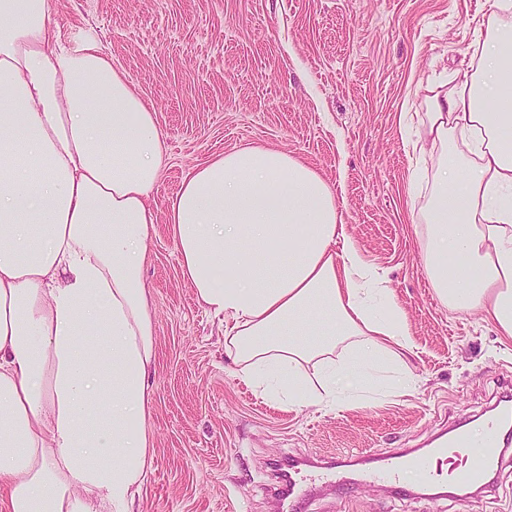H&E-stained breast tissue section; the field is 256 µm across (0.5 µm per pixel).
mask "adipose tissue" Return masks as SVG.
Here are the masks:
<instances>
[{
    "instance_id": "1",
    "label": "adipose tissue",
    "mask_w": 512,
    "mask_h": 512,
    "mask_svg": "<svg viewBox=\"0 0 512 512\" xmlns=\"http://www.w3.org/2000/svg\"><path fill=\"white\" fill-rule=\"evenodd\" d=\"M50 0H0V512H131L152 466L154 324L142 279L165 141L97 37ZM434 95L427 268L449 308L512 337V27ZM468 162L448 144L459 126ZM183 279L261 395L336 407L408 387L407 320L311 166L261 145L190 170L167 207Z\"/></svg>"
}]
</instances>
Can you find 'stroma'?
Returning <instances> with one entry per match:
<instances>
[{
    "instance_id": "obj_1",
    "label": "stroma",
    "mask_w": 512,
    "mask_h": 512,
    "mask_svg": "<svg viewBox=\"0 0 512 512\" xmlns=\"http://www.w3.org/2000/svg\"><path fill=\"white\" fill-rule=\"evenodd\" d=\"M495 0H51L62 32L93 29L151 103L166 164L143 278L156 358L153 467L135 512H282L279 468L308 491L299 512H512V443L492 485L403 496L362 474L389 450L422 452L512 389V338L449 309L427 271L432 91L471 78ZM250 145L286 152L332 185L346 234L408 321V389L339 411L256 398L224 355V327L179 270L166 219L188 171Z\"/></svg>"
}]
</instances>
